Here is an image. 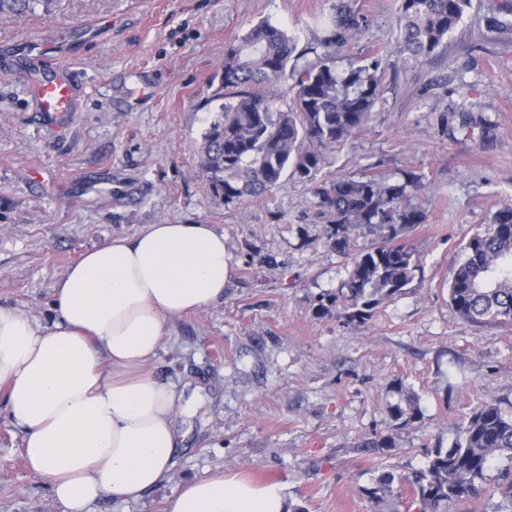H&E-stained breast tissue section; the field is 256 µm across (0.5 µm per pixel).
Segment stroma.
I'll return each mask as SVG.
<instances>
[{"mask_svg": "<svg viewBox=\"0 0 512 512\" xmlns=\"http://www.w3.org/2000/svg\"><path fill=\"white\" fill-rule=\"evenodd\" d=\"M369 28L355 52L388 57L368 130L337 148L326 177L424 176L429 221L409 235L412 282L373 317L319 311L377 238L328 245L312 188L285 176L266 197L214 199L199 169L218 109L224 50L263 19L307 38L334 0H33L0 12V306L54 321L53 287L88 249L148 224H212L232 277L224 300L174 320L155 372L197 388L172 479L90 512H164L182 485L221 468L286 486L305 512H372L381 473L451 447L482 400L512 410V324L472 323L448 281L463 243L512 203V42L486 37L489 0L424 63L394 51L398 0H356ZM76 74L63 127L37 112L32 48ZM416 401L420 421L399 426ZM394 450L358 451L370 437ZM0 390V512H62L25 465Z\"/></svg>", "mask_w": 512, "mask_h": 512, "instance_id": "35a3bbf8", "label": "stroma"}]
</instances>
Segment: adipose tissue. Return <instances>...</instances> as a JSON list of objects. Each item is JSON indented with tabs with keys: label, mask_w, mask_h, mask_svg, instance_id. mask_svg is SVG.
<instances>
[{
	"label": "adipose tissue",
	"mask_w": 512,
	"mask_h": 512,
	"mask_svg": "<svg viewBox=\"0 0 512 512\" xmlns=\"http://www.w3.org/2000/svg\"><path fill=\"white\" fill-rule=\"evenodd\" d=\"M230 257L209 224H149L87 250L53 288L56 322L0 306V389L22 454L63 512L135 501L171 477L184 392L152 365L171 323L224 299ZM166 512H288L282 485L216 470Z\"/></svg>",
	"instance_id": "adipose-tissue-1"
}]
</instances>
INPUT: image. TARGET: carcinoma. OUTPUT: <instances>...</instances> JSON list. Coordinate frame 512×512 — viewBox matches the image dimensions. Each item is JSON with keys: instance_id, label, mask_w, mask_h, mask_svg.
Masks as SVG:
<instances>
[{"instance_id": "obj_1", "label": "carcinoma", "mask_w": 512, "mask_h": 512, "mask_svg": "<svg viewBox=\"0 0 512 512\" xmlns=\"http://www.w3.org/2000/svg\"><path fill=\"white\" fill-rule=\"evenodd\" d=\"M472 0H399L396 52L422 63L447 45ZM488 34L512 39V0H493L485 17ZM369 26L355 0H336L333 16L308 46L281 25L264 20L224 50V99L204 133L200 161L212 195L224 203L259 199L289 173L312 185L318 214L329 224L327 241L346 252L352 235L369 230L377 244L353 259L343 288L327 295V312L351 323L364 322L384 300L405 288L418 269L406 237L428 214L417 202L422 175L402 178L366 174L328 179L322 175L330 153L368 128L380 98L384 56L380 52L336 57ZM314 59L304 64L307 54ZM283 85L287 109L266 88ZM450 271L449 301L467 321L512 324V204L500 207L483 231L462 247ZM400 426L421 418L417 403L397 408ZM361 448L377 455L394 448L390 438L366 439ZM497 478H489L491 470ZM409 487L419 512H448L451 504L487 499L492 512H512V412L496 401L479 403L449 448L426 454L423 468L407 475L381 474L363 489L373 512H402L401 488ZM498 501H493L494 495Z\"/></svg>"}]
</instances>
